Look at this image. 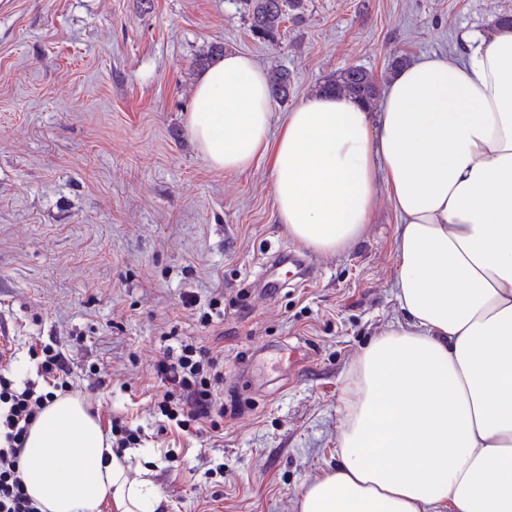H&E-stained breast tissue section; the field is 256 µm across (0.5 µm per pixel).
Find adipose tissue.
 Segmentation results:
<instances>
[{
    "label": "adipose tissue",
    "mask_w": 512,
    "mask_h": 512,
    "mask_svg": "<svg viewBox=\"0 0 512 512\" xmlns=\"http://www.w3.org/2000/svg\"><path fill=\"white\" fill-rule=\"evenodd\" d=\"M389 78L378 112L315 93L274 126L266 72L228 52L200 73L186 128L207 164L271 168L277 221L315 252L360 242L387 190L405 321L369 342L340 399L333 470L296 512H512V29L464 38ZM82 399L55 398L21 475L42 512H158L156 484Z\"/></svg>",
    "instance_id": "obj_1"
}]
</instances>
